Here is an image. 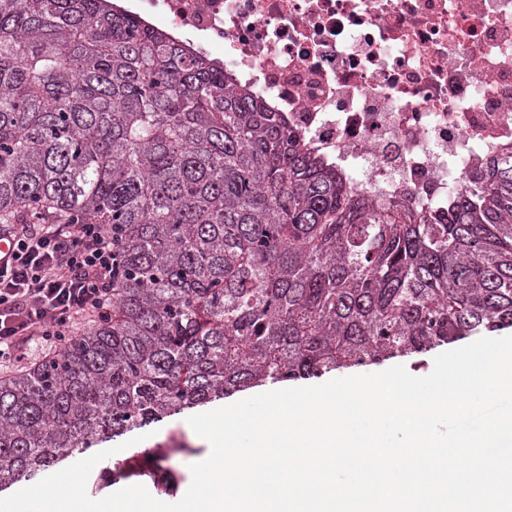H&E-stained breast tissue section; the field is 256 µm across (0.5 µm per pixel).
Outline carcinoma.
Returning a JSON list of instances; mask_svg holds the SVG:
<instances>
[{
  "label": "carcinoma",
  "instance_id": "1",
  "mask_svg": "<svg viewBox=\"0 0 512 512\" xmlns=\"http://www.w3.org/2000/svg\"><path fill=\"white\" fill-rule=\"evenodd\" d=\"M112 231V314L0 380V493L267 382L512 328V156L448 216L374 205L224 68L112 0H0V216ZM158 444L94 487L179 479Z\"/></svg>",
  "mask_w": 512,
  "mask_h": 512
}]
</instances>
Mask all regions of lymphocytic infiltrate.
<instances>
[{
	"label": "lymphocytic infiltrate",
	"mask_w": 512,
	"mask_h": 512,
	"mask_svg": "<svg viewBox=\"0 0 512 512\" xmlns=\"http://www.w3.org/2000/svg\"><path fill=\"white\" fill-rule=\"evenodd\" d=\"M13 260L0 265V368L59 352L78 320L112 310V235L102 224H11Z\"/></svg>",
	"instance_id": "lymphocytic-infiltrate-1"
}]
</instances>
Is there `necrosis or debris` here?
I'll return each instance as SVG.
<instances>
[{
    "label": "necrosis or debris",
    "mask_w": 512,
    "mask_h": 512,
    "mask_svg": "<svg viewBox=\"0 0 512 512\" xmlns=\"http://www.w3.org/2000/svg\"><path fill=\"white\" fill-rule=\"evenodd\" d=\"M373 203L434 215L512 153V0H127Z\"/></svg>",
    "instance_id": "1"
}]
</instances>
